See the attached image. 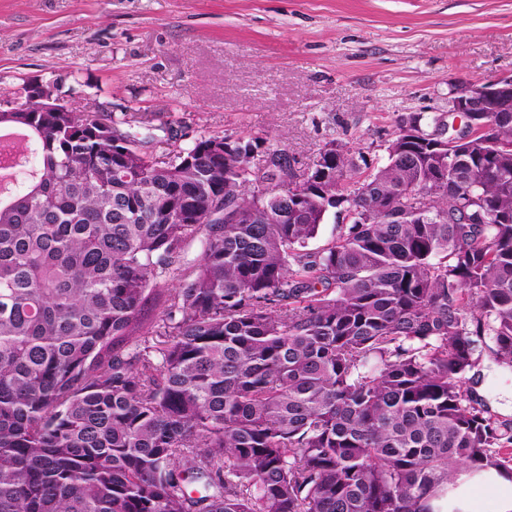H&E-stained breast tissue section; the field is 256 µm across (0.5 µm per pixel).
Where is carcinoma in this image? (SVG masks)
Listing matches in <instances>:
<instances>
[{
    "label": "carcinoma",
    "instance_id": "obj_1",
    "mask_svg": "<svg viewBox=\"0 0 512 512\" xmlns=\"http://www.w3.org/2000/svg\"><path fill=\"white\" fill-rule=\"evenodd\" d=\"M464 120L465 164L402 116L383 165L332 141L258 191L299 165L261 135L153 156L133 115L0 112V165L33 159L0 200V512H432L512 476L471 375L512 370V113ZM337 213L342 215L338 217L335 215L334 211L328 213L324 222L321 224L319 232L317 236L310 240L308 243V249L317 250L328 245L336 234V225L337 224H349L352 220V214L346 211V209L338 210Z\"/></svg>",
    "mask_w": 512,
    "mask_h": 512
}]
</instances>
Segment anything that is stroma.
<instances>
[{
	"label": "stroma",
	"instance_id": "1",
	"mask_svg": "<svg viewBox=\"0 0 512 512\" xmlns=\"http://www.w3.org/2000/svg\"><path fill=\"white\" fill-rule=\"evenodd\" d=\"M512 75V0H0V97L61 82L77 112L142 134H264L309 163L329 141L385 162L398 118L425 130L466 83ZM475 393L512 421V372Z\"/></svg>",
	"mask_w": 512,
	"mask_h": 512
}]
</instances>
